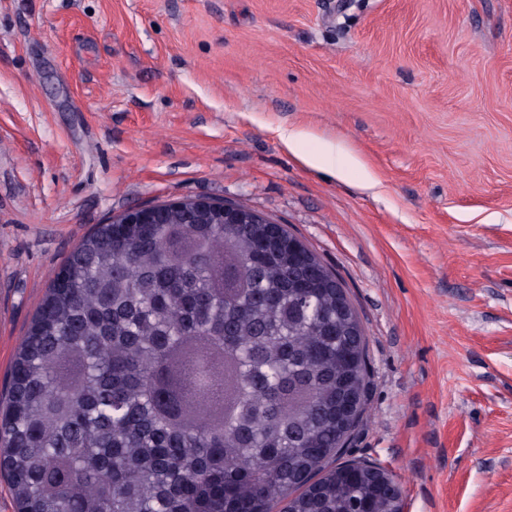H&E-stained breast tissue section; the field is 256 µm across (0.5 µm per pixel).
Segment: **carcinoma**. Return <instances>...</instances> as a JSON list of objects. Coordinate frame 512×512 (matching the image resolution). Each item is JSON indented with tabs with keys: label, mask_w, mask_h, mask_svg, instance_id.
<instances>
[{
	"label": "carcinoma",
	"mask_w": 512,
	"mask_h": 512,
	"mask_svg": "<svg viewBox=\"0 0 512 512\" xmlns=\"http://www.w3.org/2000/svg\"><path fill=\"white\" fill-rule=\"evenodd\" d=\"M263 233L174 212L70 254L0 394L18 512H389L336 437V293Z\"/></svg>",
	"instance_id": "carcinoma-1"
}]
</instances>
